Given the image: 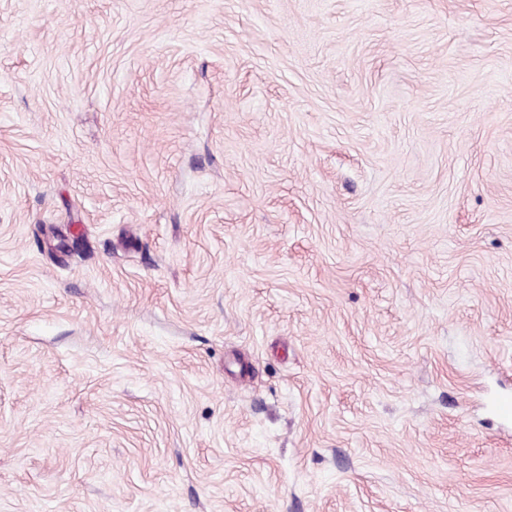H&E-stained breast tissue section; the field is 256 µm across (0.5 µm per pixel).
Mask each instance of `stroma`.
<instances>
[{
  "instance_id": "35a3bbf8",
  "label": "stroma",
  "mask_w": 512,
  "mask_h": 512,
  "mask_svg": "<svg viewBox=\"0 0 512 512\" xmlns=\"http://www.w3.org/2000/svg\"><path fill=\"white\" fill-rule=\"evenodd\" d=\"M512 0H0V512H512Z\"/></svg>"
}]
</instances>
